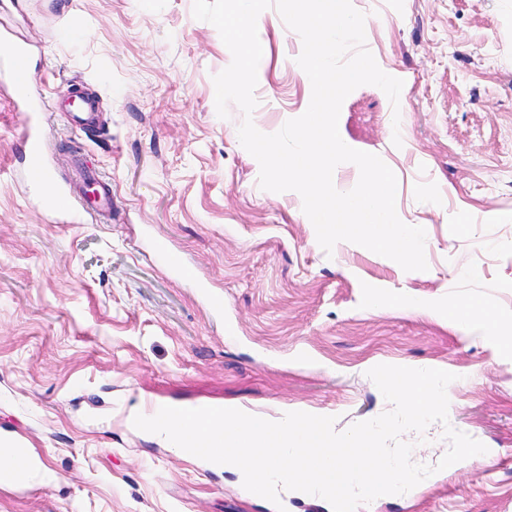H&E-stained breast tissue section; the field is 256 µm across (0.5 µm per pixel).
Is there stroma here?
Instances as JSON below:
<instances>
[{
    "mask_svg": "<svg viewBox=\"0 0 512 512\" xmlns=\"http://www.w3.org/2000/svg\"><path fill=\"white\" fill-rule=\"evenodd\" d=\"M366 46L403 80L399 108L373 85L344 100L338 130L397 178L399 218L426 232L424 271L366 248L325 253L293 191L260 188L244 116L215 107L232 61L193 0H0V31L31 49L26 93L0 67V438L58 481L0 485V512H277L235 475L127 423L147 401L323 413L343 431L390 408L367 372L429 364L456 374L448 424L488 463L440 471L357 512H512V345L406 311L488 301L512 318V0H352ZM251 118L277 132L309 106L302 40L276 8ZM102 125L62 112L75 85ZM53 187L112 183V212L74 222L25 177L22 138L40 102ZM466 216L458 227L457 216ZM165 238L195 273L152 250ZM222 296L213 311L206 293Z\"/></svg>",
    "mask_w": 512,
    "mask_h": 512,
    "instance_id": "stroma-1",
    "label": "stroma"
}]
</instances>
